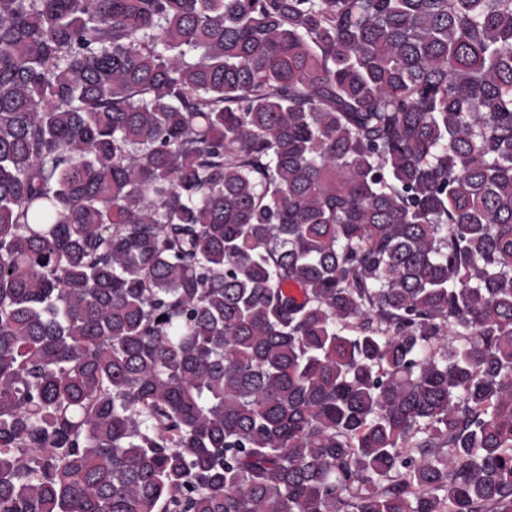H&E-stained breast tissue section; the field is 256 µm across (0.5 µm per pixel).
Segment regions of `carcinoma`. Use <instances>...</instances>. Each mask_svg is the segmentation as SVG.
<instances>
[{"label":"carcinoma","mask_w":512,"mask_h":512,"mask_svg":"<svg viewBox=\"0 0 512 512\" xmlns=\"http://www.w3.org/2000/svg\"><path fill=\"white\" fill-rule=\"evenodd\" d=\"M0 512H512V0H0Z\"/></svg>","instance_id":"obj_1"}]
</instances>
